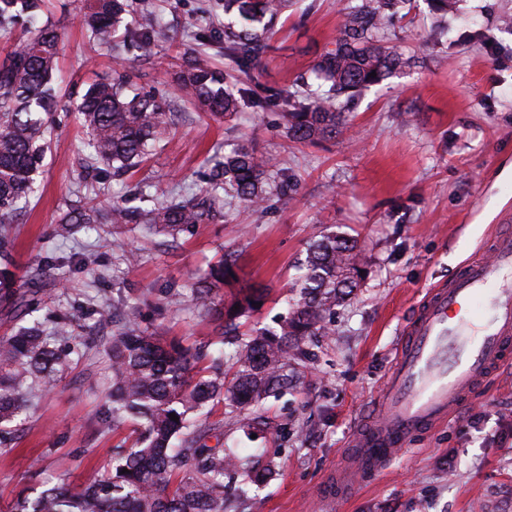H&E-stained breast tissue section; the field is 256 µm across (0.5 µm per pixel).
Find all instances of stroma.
I'll return each mask as SVG.
<instances>
[{"label":"stroma","instance_id":"35a3bbf8","mask_svg":"<svg viewBox=\"0 0 512 512\" xmlns=\"http://www.w3.org/2000/svg\"><path fill=\"white\" fill-rule=\"evenodd\" d=\"M83 0H48L63 36L57 74L60 105L40 190L18 225L13 259L28 276L44 257L79 255L69 287H46L48 310L72 314L111 335L102 307L122 295L142 304L143 324L195 349L214 341L211 325L189 306H159L157 291L188 295L198 274L231 253L240 285H262L265 304L242 318L241 331L274 327L309 244L335 231L363 248V275L337 306L330 332L306 340L311 359L296 388L268 398L257 428L222 404L208 421L228 448L261 453L275 472L241 512H320V492L373 406L403 327L425 290L478 256L512 212V0H457L446 34L425 0H411L387 28L391 45L412 63L351 103L350 122L330 140L290 141L277 110H245L231 122L205 118L174 91L187 59L200 58L230 76L232 88L258 82L318 90L311 70L331 49L348 0H298L256 64L246 72L225 56L224 0H129L134 12L159 15L168 40L132 42L124 51L131 83L174 112L165 145L108 195L148 207L171 191L199 188L205 162L243 140L275 156L296 175L291 198L271 197L263 212L226 205L223 221L189 234L147 237L129 224L100 234L55 236L60 214L79 193L84 135L71 96L112 77L113 60L89 41ZM140 250L131 268L112 239ZM102 353L90 350L30 414L14 450L0 455V512L59 474L80 488L99 478L116 445L135 442L132 424L99 431L98 396L106 381ZM38 468H30L31 459ZM337 512H512V368L487 380L450 422L412 437L388 468L367 478Z\"/></svg>","mask_w":512,"mask_h":512}]
</instances>
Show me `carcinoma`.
Wrapping results in <instances>:
<instances>
[{
  "label": "carcinoma",
  "mask_w": 512,
  "mask_h": 512,
  "mask_svg": "<svg viewBox=\"0 0 512 512\" xmlns=\"http://www.w3.org/2000/svg\"><path fill=\"white\" fill-rule=\"evenodd\" d=\"M408 0H360L347 8L335 48L313 67L315 80L328 89L311 98L286 89L232 90L224 71L198 59L181 70L177 92L215 119L244 108L282 111L288 138L314 143L336 137L348 124L342 100L406 67L405 58L387 45L388 22ZM294 0H224V53L244 71L267 48L282 15ZM45 0H0V28L15 18L37 19ZM128 0H85L82 25L89 38L110 49L119 40L146 42L168 33L151 13L128 19ZM61 35L47 19L17 39L0 63V308L26 324L0 338V454L12 451L18 420L37 397L52 393L60 378L94 343L80 319L42 310L35 282L23 281L13 266V223L38 191L58 106ZM376 76H371V73ZM85 134L79 183L95 201L103 169L121 179L137 170L170 134L172 114L162 101L136 91L126 76L94 82L76 100ZM294 187L288 170L242 142L214 160L206 186L150 208L124 199L106 211L78 204L60 219L61 234L91 224H139L149 234L178 235L207 224L224 212V196L246 209L266 208L273 195ZM358 241L332 233L312 242L298 266L296 296L272 331H239V320L265 300L263 288H236L232 255L209 266L191 289L193 310L216 328L217 348L203 352L163 340L140 324L139 308L119 298L108 313L116 330L103 344L111 376L101 392V431L131 422L139 426L138 445L116 446L110 468L96 481L73 490L67 475L39 491L20 496L14 512H229L249 499L250 488L274 472L272 462L242 448L206 443V409L213 402L252 411L268 397L288 390L295 365L306 358L310 336L327 334L326 319L357 285L362 271ZM175 414L179 421L170 419ZM242 478L234 499L224 497V477Z\"/></svg>",
  "instance_id": "cac0c4a2"
}]
</instances>
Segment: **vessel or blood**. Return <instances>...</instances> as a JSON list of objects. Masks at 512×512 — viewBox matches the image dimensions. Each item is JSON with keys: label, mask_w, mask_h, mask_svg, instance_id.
Segmentation results:
<instances>
[{"label": "vessel or blood", "mask_w": 512, "mask_h": 512, "mask_svg": "<svg viewBox=\"0 0 512 512\" xmlns=\"http://www.w3.org/2000/svg\"><path fill=\"white\" fill-rule=\"evenodd\" d=\"M512 365V233L429 289L402 331L375 412L357 430L337 492L361 485L408 439L460 412L491 375Z\"/></svg>", "instance_id": "vessel-or-blood-1"}]
</instances>
